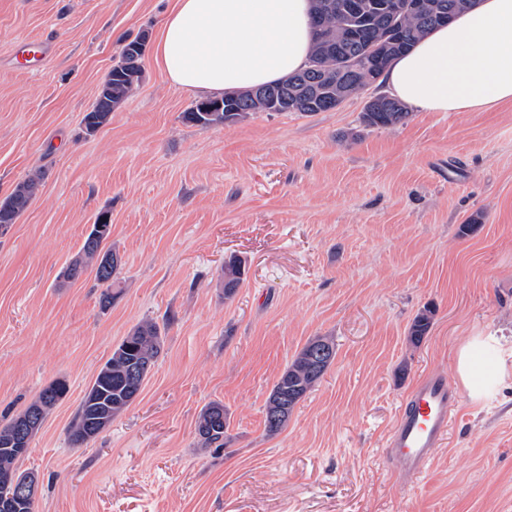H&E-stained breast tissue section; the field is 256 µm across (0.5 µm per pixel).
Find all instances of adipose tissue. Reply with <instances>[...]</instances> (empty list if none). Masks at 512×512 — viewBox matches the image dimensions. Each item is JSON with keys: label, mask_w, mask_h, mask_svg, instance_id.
I'll return each mask as SVG.
<instances>
[{"label": "adipose tissue", "mask_w": 512, "mask_h": 512, "mask_svg": "<svg viewBox=\"0 0 512 512\" xmlns=\"http://www.w3.org/2000/svg\"><path fill=\"white\" fill-rule=\"evenodd\" d=\"M310 0H176L156 59L177 88L211 98L302 68L312 42ZM391 95L425 112H469L512 100V0H480L424 37L383 75ZM457 374L482 399L507 373L500 343L476 336L457 352Z\"/></svg>", "instance_id": "ef3b65f1"}]
</instances>
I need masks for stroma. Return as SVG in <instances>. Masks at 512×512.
Returning <instances> with one entry per match:
<instances>
[{
  "instance_id": "obj_1",
  "label": "stroma",
  "mask_w": 512,
  "mask_h": 512,
  "mask_svg": "<svg viewBox=\"0 0 512 512\" xmlns=\"http://www.w3.org/2000/svg\"><path fill=\"white\" fill-rule=\"evenodd\" d=\"M171 6L0 0V201L43 173L0 228V426L50 382L70 387L21 463L39 478L35 512H512V377L478 402L461 393L421 482H402L385 446L419 377L458 383L470 337L499 338L512 367V102L364 130L361 94L202 128L181 119L196 95L150 54L85 135L126 37L157 38ZM32 40L50 44L34 68L16 60ZM104 210L122 258L105 311L94 271L62 276ZM232 255L247 275L228 300ZM427 305L432 328L410 347ZM146 319L164 325V347L141 393L71 446L86 389ZM316 336L334 339L335 361L267 435L271 388ZM213 401L229 416L224 448L195 437ZM41 187V174L34 171L18 183L12 194L0 202V228L14 224L36 197ZM434 311L424 308L412 320L408 328L407 340L412 346H419L432 326Z\"/></svg>"
}]
</instances>
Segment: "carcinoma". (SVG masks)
Masks as SVG:
<instances>
[{
    "label": "carcinoma",
    "mask_w": 512,
    "mask_h": 512,
    "mask_svg": "<svg viewBox=\"0 0 512 512\" xmlns=\"http://www.w3.org/2000/svg\"><path fill=\"white\" fill-rule=\"evenodd\" d=\"M407 0H312V22H320L314 31L309 61L306 68L272 85L277 92L288 95L286 112L312 114L328 112L337 103L359 94L375 84L390 63L409 51L430 31L471 8L475 0H422L418 11L403 8ZM140 35L127 38L121 48L120 61L113 66L103 82L93 109L85 113L84 130L103 126L112 111L124 102L138 85L142 68L135 58V46ZM329 75L348 77V89L334 99L317 98L315 92L325 86ZM222 107L212 112H198V105L183 113L186 123L203 128L236 124L262 111L250 91L226 94ZM410 112L405 104L385 95H373L365 103L360 123L367 128H391L405 124ZM41 187V174L34 171L18 183L12 194L0 202V228L16 222L36 197ZM108 214L100 213L87 234L80 255L64 270L69 281L79 279L88 268H93L98 283L104 286L100 295L102 309L112 306L118 293L114 292L115 265L99 262L104 242L111 234ZM246 262L233 256L224 262L222 287L224 298L230 299L244 282ZM434 311L425 308L412 320L408 328V342L417 347L432 326ZM163 348L160 326L145 321L135 326L117 345L105 366L112 375L96 376L94 383L103 391V399L112 403V416H117L132 403L131 397L141 392L143 382L131 380L132 370L144 359L157 360ZM336 357L333 339L318 336L309 341L292 359L274 382L265 403L264 426L268 435H276L281 428L271 422L274 414L291 415L297 403L321 380ZM55 402L44 400L39 393L25 410L0 427V473L12 472L22 477L26 472L18 463L28 450L18 445L16 425L30 412L40 414L44 423ZM229 417L221 402L208 404L196 422L195 434L203 448H224L230 442ZM87 430V410L78 406L70 422L68 436L80 437Z\"/></svg>",
    "instance_id": "carcinoma-1"
}]
</instances>
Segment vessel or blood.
<instances>
[{
	"label": "vessel or blood",
	"mask_w": 512,
	"mask_h": 512,
	"mask_svg": "<svg viewBox=\"0 0 512 512\" xmlns=\"http://www.w3.org/2000/svg\"><path fill=\"white\" fill-rule=\"evenodd\" d=\"M457 402V393L445 375L430 373L415 382L388 438L389 454L400 478L414 483L427 472L433 449L447 436Z\"/></svg>",
	"instance_id": "vessel-or-blood-1"
}]
</instances>
